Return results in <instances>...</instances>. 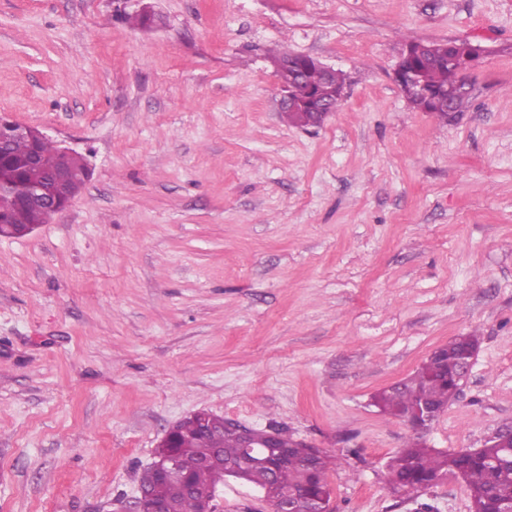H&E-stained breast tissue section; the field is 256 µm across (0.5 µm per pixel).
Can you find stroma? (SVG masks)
<instances>
[{"mask_svg":"<svg viewBox=\"0 0 512 512\" xmlns=\"http://www.w3.org/2000/svg\"><path fill=\"white\" fill-rule=\"evenodd\" d=\"M454 39L483 54L444 120L394 69ZM284 47L346 75L321 124L280 110ZM1 114L90 176L0 237V512H116L202 410L339 458L333 512H470L458 479L390 490L413 432L371 397L473 334L425 439L512 423V0H0ZM216 503L271 512L233 479Z\"/></svg>","mask_w":512,"mask_h":512,"instance_id":"35a3bbf8","label":"stroma"}]
</instances>
